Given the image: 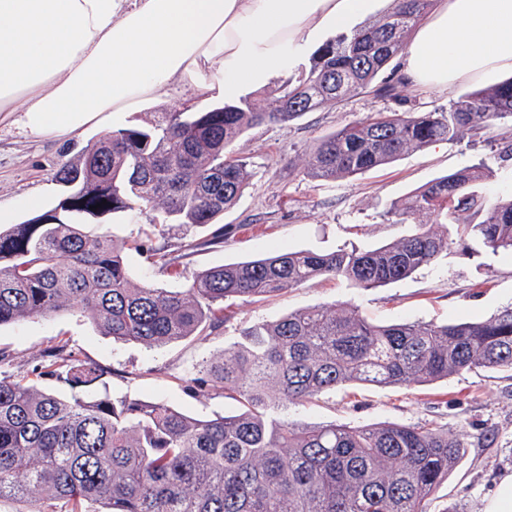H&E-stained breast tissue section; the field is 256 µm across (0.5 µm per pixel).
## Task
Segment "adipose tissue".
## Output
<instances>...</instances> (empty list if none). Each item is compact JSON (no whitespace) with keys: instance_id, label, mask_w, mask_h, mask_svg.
<instances>
[{"instance_id":"adipose-tissue-1","label":"adipose tissue","mask_w":512,"mask_h":512,"mask_svg":"<svg viewBox=\"0 0 512 512\" xmlns=\"http://www.w3.org/2000/svg\"><path fill=\"white\" fill-rule=\"evenodd\" d=\"M374 0H0V112L66 138L190 84L234 103ZM430 91L512 73V0H439L404 52Z\"/></svg>"}]
</instances>
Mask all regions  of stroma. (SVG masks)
<instances>
[{"label":"stroma","mask_w":512,"mask_h":512,"mask_svg":"<svg viewBox=\"0 0 512 512\" xmlns=\"http://www.w3.org/2000/svg\"><path fill=\"white\" fill-rule=\"evenodd\" d=\"M475 82L445 91L407 86L404 101L372 94L347 99L335 109L310 112L287 124H264L234 146L246 157L251 174L241 197L212 224H167L152 241L167 246L179 260L160 268L145 254L127 248L124 261L134 281L177 288L210 267L253 259L277 251L340 247L371 249L409 232L394 207L433 179L483 165L493 177L481 188L489 199L512 196V159L500 160L498 131L481 139L439 141L390 164L335 182L311 179L303 162L319 140L380 112L445 111L461 96L478 90ZM208 101L192 87L147 102L121 120L141 122L152 112H199ZM17 112L0 114V226L19 224L51 209L60 187L55 176L65 162L94 143L91 128L64 139L29 133ZM224 244L209 246L216 232ZM352 301L375 323H447L484 320L512 305V255L462 254L452 248L410 277L369 290L331 278L317 280L259 301H235L232 317L208 337H191L152 349L102 334L78 314L62 311L0 326V377L32 378L44 350L63 341L80 361L104 370L111 397L163 402L204 419L233 414L237 403L214 389L196 397L185 382L202 362L219 358L242 327L270 322L289 311ZM33 379V378H32ZM289 419L308 425L398 423L428 426L464 437L465 456L443 481L429 512H485L489 495L503 475L512 474V373L485 368L466 370L427 385H348L327 391L304 406H289Z\"/></svg>","instance_id":"obj_1"}]
</instances>
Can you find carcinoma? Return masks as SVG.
I'll use <instances>...</instances> for the list:
<instances>
[{"mask_svg": "<svg viewBox=\"0 0 512 512\" xmlns=\"http://www.w3.org/2000/svg\"><path fill=\"white\" fill-rule=\"evenodd\" d=\"M430 5L392 0L264 95L202 112H156L104 133L60 168L52 209L0 230V326L71 308L114 339L153 348L223 326L229 300L327 277L378 288L470 240L512 253V197L491 201L479 192L491 176L481 165L407 197L397 211L414 230L390 243L276 252L212 267L176 289L133 282L123 239L83 230L85 219L150 211L163 225L213 223L250 179L246 159L232 151L247 131L362 93L402 97L407 82L397 72L375 80ZM508 122L512 78L446 112H387L346 126L319 141L304 169L336 181ZM135 248L162 268L176 262L163 246ZM65 350L51 345L33 373L75 389L68 398L0 378V500L24 502L26 512H49L55 500L69 512H428L465 439L402 424L300 425L284 409L352 383L410 388L478 367L512 371V307L482 321L377 324L338 300L250 325L189 379L194 394L218 387L240 406L209 420L165 403L99 396L104 371Z\"/></svg>", "mask_w": 512, "mask_h": 512, "instance_id": "cac0c4a2", "label": "carcinoma"}]
</instances>
